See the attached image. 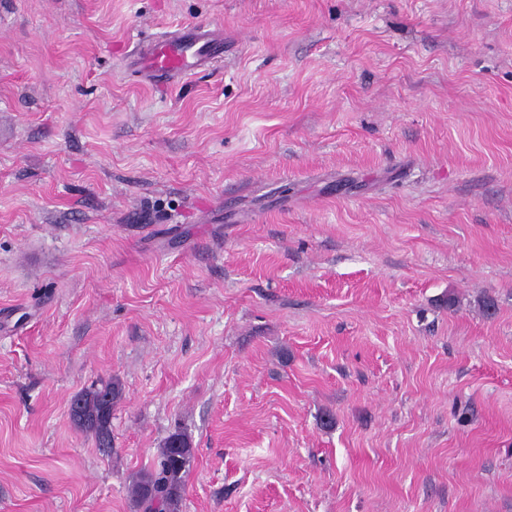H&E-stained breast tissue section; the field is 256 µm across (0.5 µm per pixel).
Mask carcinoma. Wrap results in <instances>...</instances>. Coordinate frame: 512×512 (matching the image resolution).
<instances>
[{"label": "carcinoma", "instance_id": "obj_1", "mask_svg": "<svg viewBox=\"0 0 512 512\" xmlns=\"http://www.w3.org/2000/svg\"><path fill=\"white\" fill-rule=\"evenodd\" d=\"M122 398V386L114 380L82 390L71 398L73 421L93 435L101 448H112V407ZM193 455L194 448L184 433L170 434L160 449L158 467L141 472L133 482L134 506L140 512H178Z\"/></svg>", "mask_w": 512, "mask_h": 512}]
</instances>
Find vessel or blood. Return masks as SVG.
Returning <instances> with one entry per match:
<instances>
[{
  "instance_id": "vessel-or-blood-1",
  "label": "vessel or blood",
  "mask_w": 512,
  "mask_h": 512,
  "mask_svg": "<svg viewBox=\"0 0 512 512\" xmlns=\"http://www.w3.org/2000/svg\"><path fill=\"white\" fill-rule=\"evenodd\" d=\"M134 56L145 81L175 84L223 61L224 28L214 23L183 25L139 44Z\"/></svg>"
}]
</instances>
